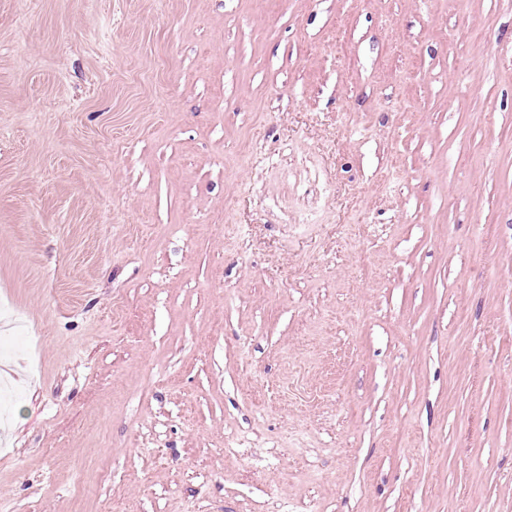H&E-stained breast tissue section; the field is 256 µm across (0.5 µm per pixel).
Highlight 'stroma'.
Instances as JSON below:
<instances>
[{
	"mask_svg": "<svg viewBox=\"0 0 512 512\" xmlns=\"http://www.w3.org/2000/svg\"><path fill=\"white\" fill-rule=\"evenodd\" d=\"M0 512H512V0H0Z\"/></svg>",
	"mask_w": 512,
	"mask_h": 512,
	"instance_id": "stroma-1",
	"label": "stroma"
}]
</instances>
